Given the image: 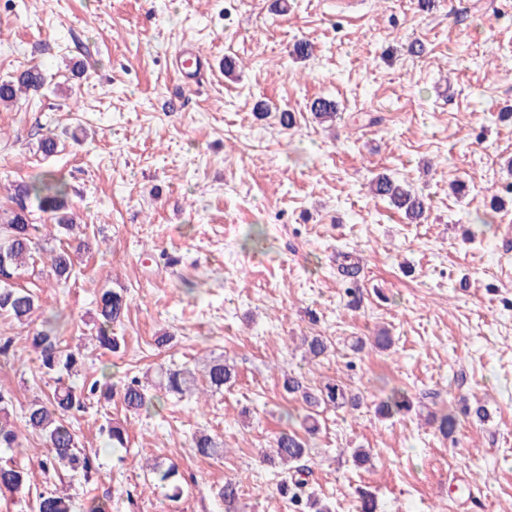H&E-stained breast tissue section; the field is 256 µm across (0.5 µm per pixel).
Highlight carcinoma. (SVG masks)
<instances>
[{
  "label": "carcinoma",
  "mask_w": 512,
  "mask_h": 512,
  "mask_svg": "<svg viewBox=\"0 0 512 512\" xmlns=\"http://www.w3.org/2000/svg\"><path fill=\"white\" fill-rule=\"evenodd\" d=\"M47 84V76L38 65H31L7 80L0 81V103L13 101L20 93L37 92ZM314 119L320 123L336 119V105L333 101L318 98L311 105ZM372 195L388 199L406 218L414 222L420 219L426 208V199L412 191L398 179L379 175L369 183ZM12 206L0 212V315L10 317L20 324L28 323L33 312L40 308L39 296L31 288L18 285L19 271L35 263V256L42 249L38 237L39 225L30 221V207L47 215L58 232L65 235L74 233L76 224L68 204L66 184L49 174L31 182H21L14 186L11 195ZM74 273L72 253L62 247L53 251L50 259V276L58 283L69 281ZM128 304L123 293L107 290L97 301L98 325L96 335L91 337L95 346L112 352L119 348V338L112 335V327L121 323L126 315ZM29 347L38 354L39 369L42 374L55 379L52 395L46 400H35L27 405L24 424L31 432L44 438L49 453L42 463L43 470L66 469L81 474L84 478L99 469L98 458L77 447L76 435L69 419L86 409L87 402L94 397L112 400L115 385L112 373L78 389L67 383L65 378L78 375L84 354L64 348L63 340L57 333L56 322L47 320L39 329L25 336ZM306 358L317 361L328 349V339L315 335L304 338ZM235 371L222 360H215L205 368L204 379L210 391L216 392L234 381ZM157 385L165 392L179 397L193 393L198 386L196 373L186 367L160 368ZM283 388L289 394L301 396L307 406L316 409L354 408L360 404V397L339 380H328L317 389H310L296 376L286 375ZM120 399L126 411L138 414L150 410L152 397L149 390L136 376H125L120 381ZM14 395L0 390V448L17 447L18 435L9 420V407ZM412 404L406 394L391 392L376 407L383 418H391L402 412L411 411ZM431 422L444 438H451L457 429V416L453 412L441 416L430 415ZM193 448L201 457H214L221 453L217 443L208 435L200 434L193 438ZM309 455L307 443L293 431L284 430L275 437L273 453L266 461L277 462L282 466V478L277 483V492L288 499L292 512H332L330 504L306 491L310 470L302 464ZM157 480L168 488L167 498L174 500L181 494L178 466L158 463L151 467ZM28 472L14 458H0V493H16L22 490ZM224 504V512H239V491L233 481H227L216 492ZM71 496L65 492L42 491L35 499V512H72Z\"/></svg>",
  "instance_id": "cac0c4a2"
}]
</instances>
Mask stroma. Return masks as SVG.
Listing matches in <instances>:
<instances>
[{"instance_id":"stroma-1","label":"stroma","mask_w":512,"mask_h":512,"mask_svg":"<svg viewBox=\"0 0 512 512\" xmlns=\"http://www.w3.org/2000/svg\"><path fill=\"white\" fill-rule=\"evenodd\" d=\"M0 0V79L37 64L40 93L0 105V208L13 184L46 174L68 187L70 208L91 244L66 287L48 284L47 237L21 284L36 287L34 324L59 313L65 344L83 345L75 384L148 376L158 364H233L223 391L179 398L151 388L156 405L134 415L119 399L91 404L73 419L79 446L97 454L88 485L43 471L48 448L26 429L29 401L53 382L22 338L28 329L0 316L16 337L0 365V389L16 399L17 462L26 488L0 494V512H34L37 492L64 488L74 512L110 498L112 512H223L214 486L236 481L244 512H291L264 463L276 435L300 430L307 408L283 387L303 374L363 397L328 409L309 436V484L335 512H355L358 489L377 512H512V0H448L424 11L418 0ZM424 56L406 51L412 40ZM309 43L308 58L293 46ZM198 49L204 66L184 86L177 50ZM235 69L226 72L225 59ZM319 97L338 105L332 127L310 114ZM268 104L269 117L256 115ZM294 115L286 129L280 111ZM359 113L383 116L360 127ZM55 135L58 150L39 143ZM379 174L425 196L424 221L409 222L368 184ZM465 183L452 192L453 181ZM364 265L362 304L346 305L340 253ZM123 293L129 310L119 352L95 348L99 295ZM390 349L371 341L380 329ZM171 341L160 347L157 336ZM332 344L319 362L301 339ZM366 342L353 351L356 339ZM404 391L411 412L383 419L375 406ZM479 399L484 421L460 417L457 445L429 424L459 397ZM123 426L113 450L108 423ZM223 450L196 456L193 434ZM362 448L371 462L356 466ZM175 463L179 500L165 497L144 460Z\"/></svg>"}]
</instances>
